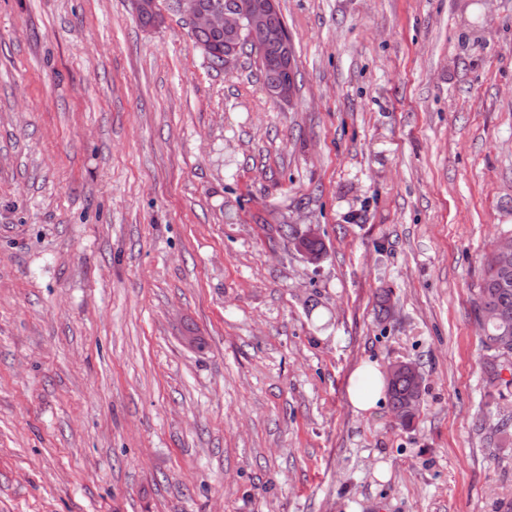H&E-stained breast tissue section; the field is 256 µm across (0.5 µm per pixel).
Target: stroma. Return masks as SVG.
I'll return each instance as SVG.
<instances>
[{
	"instance_id": "stroma-1",
	"label": "stroma",
	"mask_w": 512,
	"mask_h": 512,
	"mask_svg": "<svg viewBox=\"0 0 512 512\" xmlns=\"http://www.w3.org/2000/svg\"><path fill=\"white\" fill-rule=\"evenodd\" d=\"M158 4L0 0V512H505L472 294L512 233V0H279L285 104ZM366 359L419 368L410 426L355 412Z\"/></svg>"
}]
</instances>
